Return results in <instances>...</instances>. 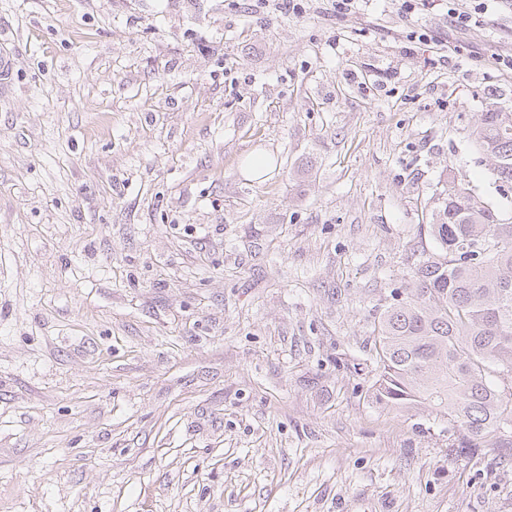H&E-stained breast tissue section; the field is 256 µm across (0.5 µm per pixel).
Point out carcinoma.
Wrapping results in <instances>:
<instances>
[{"label": "carcinoma", "instance_id": "obj_1", "mask_svg": "<svg viewBox=\"0 0 512 512\" xmlns=\"http://www.w3.org/2000/svg\"><path fill=\"white\" fill-rule=\"evenodd\" d=\"M472 138L511 189L512 111L491 106ZM429 233L435 251L415 268V287L392 290L374 324L371 398L399 410L423 405L462 447L512 456V223L450 180Z\"/></svg>", "mask_w": 512, "mask_h": 512}]
</instances>
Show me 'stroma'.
Listing matches in <instances>:
<instances>
[{
    "mask_svg": "<svg viewBox=\"0 0 512 512\" xmlns=\"http://www.w3.org/2000/svg\"><path fill=\"white\" fill-rule=\"evenodd\" d=\"M0 0V512H512L380 407L373 321L512 106V0L427 67L398 0Z\"/></svg>",
    "mask_w": 512,
    "mask_h": 512,
    "instance_id": "stroma-1",
    "label": "stroma"
}]
</instances>
